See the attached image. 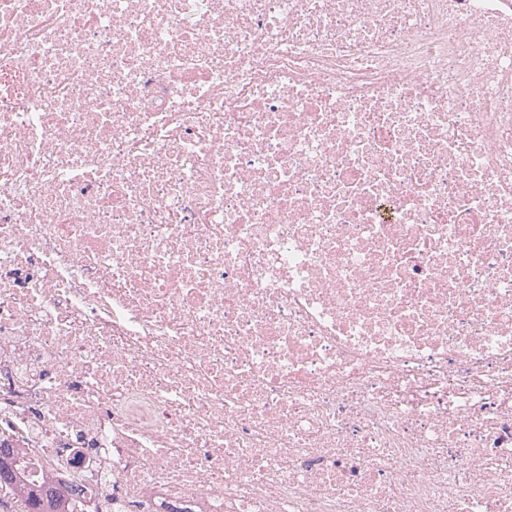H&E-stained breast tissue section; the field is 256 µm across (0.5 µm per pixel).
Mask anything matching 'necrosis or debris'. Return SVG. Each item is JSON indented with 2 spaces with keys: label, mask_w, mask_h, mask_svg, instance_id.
I'll list each match as a JSON object with an SVG mask.
<instances>
[{
  "label": "necrosis or debris",
  "mask_w": 512,
  "mask_h": 512,
  "mask_svg": "<svg viewBox=\"0 0 512 512\" xmlns=\"http://www.w3.org/2000/svg\"><path fill=\"white\" fill-rule=\"evenodd\" d=\"M0 436L86 512H512V0H0Z\"/></svg>",
  "instance_id": "obj_1"
}]
</instances>
